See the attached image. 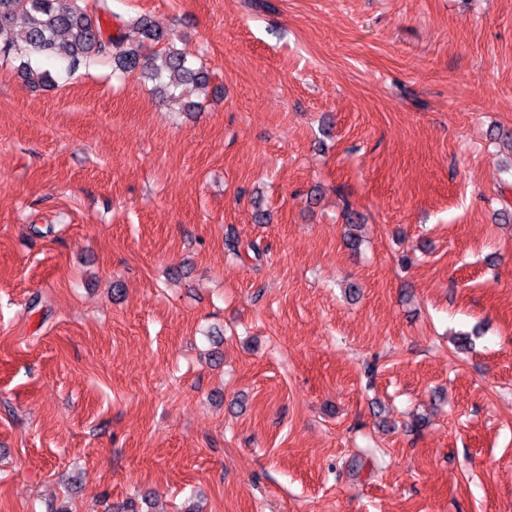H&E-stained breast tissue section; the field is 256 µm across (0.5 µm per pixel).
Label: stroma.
<instances>
[{"instance_id": "35a3bbf8", "label": "stroma", "mask_w": 512, "mask_h": 512, "mask_svg": "<svg viewBox=\"0 0 512 512\" xmlns=\"http://www.w3.org/2000/svg\"><path fill=\"white\" fill-rule=\"evenodd\" d=\"M109 5L209 85L0 61V512H512V0Z\"/></svg>"}]
</instances>
